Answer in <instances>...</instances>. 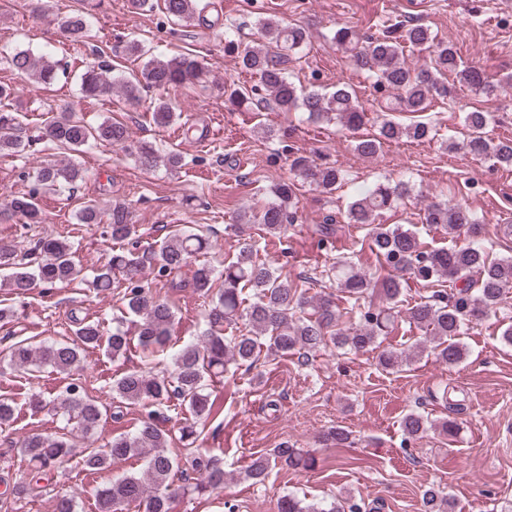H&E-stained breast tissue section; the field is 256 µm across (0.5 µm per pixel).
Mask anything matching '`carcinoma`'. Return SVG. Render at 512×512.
Returning a JSON list of instances; mask_svg holds the SVG:
<instances>
[{"mask_svg": "<svg viewBox=\"0 0 512 512\" xmlns=\"http://www.w3.org/2000/svg\"><path fill=\"white\" fill-rule=\"evenodd\" d=\"M163 5L166 16L175 22L188 25L196 18V0H163ZM257 23L265 43L256 46L233 40L225 43V49L237 55L241 69L257 79V84L249 90L233 89L232 102L276 112L301 110L312 122L339 124L346 129H356L365 123L367 113L349 86L338 83L331 91L326 88L304 91L290 79L283 63L307 43L305 28L270 17H260ZM60 24L73 41L83 42L91 30V13L73 12L61 17ZM333 39L350 52L354 66L373 79L375 90L394 95V105L386 107L390 112L426 111L433 100L448 96L450 77L486 96L502 88V84L488 80L479 68L466 64L452 45L438 40L424 25L394 23L382 33L366 37L341 26ZM126 51L138 58L147 56L136 74L128 78L115 73L112 65L104 60L88 61L80 75L82 94L96 99L117 90L126 101L137 102L142 89L153 88L158 91L152 107L154 123L164 127L172 124L176 112L164 92L201 80L206 73L204 59L189 53L149 56L140 41L134 39L128 42ZM407 52L423 55L426 62L417 68L408 66ZM3 62L32 85L51 83L61 67L50 53L36 54L29 48L9 53L0 49V63ZM16 94L14 86L0 85V153L8 155L29 151L31 143V137L22 135L20 114L11 109L10 101ZM490 121L487 112H465L463 139L445 141L443 146L512 167V140L497 141L487 135ZM44 130L51 141L77 154L101 142L122 144L129 138L128 128L122 123L107 118L90 125L68 109L47 110ZM436 135L437 129L425 122L402 125L384 113L377 134L358 139L355 150L362 156L372 157L386 141L402 138L421 141ZM137 161L147 170L156 167L159 161L172 171L182 167L178 153L169 151L161 156L149 145L139 147ZM291 169L301 182L323 192L335 190L345 180L342 169L322 166L303 156L292 160ZM33 179V190L11 199L8 204L10 215L22 224L43 223L39 196L62 194L82 179V169L73 162L44 163L35 169ZM271 194L261 214L243 209L237 214V223L258 222L267 234L281 242L287 226L297 221L298 199L292 185L286 182L274 185ZM412 194L411 184L387 179L352 199L341 213L343 223L365 227L371 253L387 270L386 275L375 279L350 262L337 263L336 288L350 302L346 312L325 296L317 299L306 296L301 286L254 260L252 245L246 242L221 271L207 263L198 264L192 272V283L202 296L209 298L207 328L200 337L171 355V369L165 373L152 375L134 370L112 382V393L121 401L150 408L135 430L121 433L98 448L79 447L77 435L94 433L107 415V408L89 398L80 379L73 380L51 408L65 426L18 443L17 453L27 462L28 470L24 481L11 493L17 497L37 495L41 482L49 480L57 465L75 456L89 472L105 470L119 459L137 457L144 461L142 472L125 474L97 491V512H126L131 505L137 512H170L171 487L176 481L182 483L185 493L203 495L223 488L224 468L217 456L195 447L203 432L200 425L214 413L215 402L208 386L214 379L226 376L232 365L252 367L263 351L268 356L298 354L306 358L330 343L336 348L362 351L375 345L379 336L391 332L403 313L409 322L425 330L430 352L440 362L450 367L460 363L466 356L465 346L459 341L462 328L496 311L512 288V256L490 257L478 240L480 228L473 214L446 200L431 202L425 209L423 223L440 224L453 237L467 232L469 240L462 245L431 248L412 227L380 222L384 212L398 209ZM78 220L82 224H107L116 242L130 240L135 234V225L131 224L129 211L122 203L115 202L104 211L97 201H87L78 211ZM208 245V238L201 230L176 229L149 257L131 251L112 254L90 281L92 287L106 289L112 287V273L119 271L127 276L124 311L116 318L112 333L105 337L98 324L80 321L71 340L39 345L19 340L0 358V374L7 369L32 372L48 365L72 375L79 371L82 352L102 345L109 355L118 357L131 345L128 330L124 329V322L131 315L139 346L151 355L166 351L176 306L161 290L140 281L141 265L149 264L159 284L188 266ZM32 252L38 254V260L29 268L19 259L13 244L0 241V272H8L0 280V288L21 297L37 282L54 288L84 280L83 269L75 262L67 240L40 238ZM407 274L423 281L447 282L451 292L437 301H416L402 310L400 303ZM218 280L223 282V287L216 290L214 283ZM375 290L383 296L386 306L379 309L361 306L359 301L364 295ZM240 320L245 321L246 329L225 335ZM174 399L186 415L177 438L160 427L157 410ZM15 411L14 400L1 396L0 428L10 425ZM402 425L411 437L426 431L423 418L415 413L407 414ZM176 440L186 450L183 462L169 452ZM301 462L308 467L315 465V459L284 445L270 455L252 458L243 475L255 484L261 483L277 466H295ZM452 507L448 496L435 488L422 490V512H452ZM278 512H363V507L353 502L346 510L333 504L323 508L318 503L304 505L297 497L285 495L278 503Z\"/></svg>", "mask_w": 512, "mask_h": 512, "instance_id": "1", "label": "carcinoma"}]
</instances>
